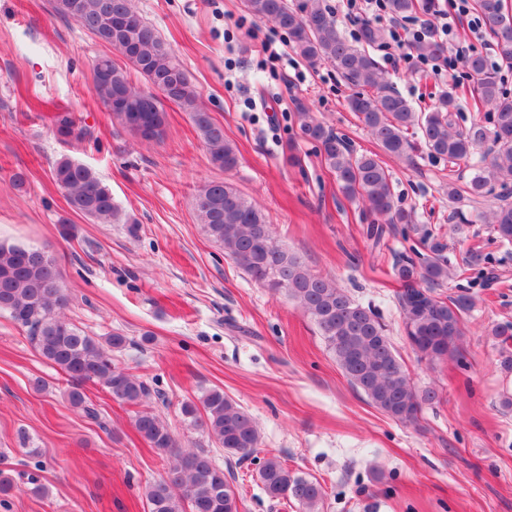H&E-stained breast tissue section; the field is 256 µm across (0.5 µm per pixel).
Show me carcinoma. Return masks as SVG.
Here are the masks:
<instances>
[{"instance_id": "cac0c4a2", "label": "carcinoma", "mask_w": 512, "mask_h": 512, "mask_svg": "<svg viewBox=\"0 0 512 512\" xmlns=\"http://www.w3.org/2000/svg\"><path fill=\"white\" fill-rule=\"evenodd\" d=\"M51 6L55 15L73 20L125 59L122 67L109 55L97 58L109 70L107 80L93 81L98 101L104 105L129 98L132 108L143 107L158 116V122L153 135L145 136L130 124L128 113L112 111L124 129L146 142L159 139L165 123L164 98L189 113L215 167L231 170L237 166V149L224 138L223 126L200 105L196 88L175 61L170 46L139 16L134 0H51ZM476 6L496 36L499 61L512 68V12L504 0H476ZM246 7L254 18L288 32L310 68L330 64L356 88L347 105L375 140L378 153L357 155L345 136L326 128L308 112L298 113L301 137L316 143L346 198L361 200L393 232L405 234L414 215L397 204L381 155L410 160L422 146L435 160L451 165L472 163L474 174L466 183L448 182V199L476 201L500 186L503 200L492 212L491 224L500 241L512 242V95L501 89L483 56L470 55L465 68L475 81L476 104L488 112L462 126L453 93L440 95L430 111L418 112L389 84L366 50L383 40L380 28L363 25L352 43L340 34L336 21L318 0H246ZM412 47L423 57L443 55L442 46L433 40L414 42ZM133 72L144 79L146 87L133 83ZM54 132L71 145L82 138L66 114L55 116ZM488 141L490 152L472 160L475 148ZM53 180L75 213L103 224H125L130 235L137 234L136 222L122 211L110 186L87 165L63 156L53 166ZM194 210L211 240L223 246L225 255L252 281L283 291L299 304L314 321L343 374L375 407L400 423L411 424L423 406L437 399L434 389L415 388L378 313L350 298L333 279L312 274L297 256L278 246L266 215L233 185L205 183L194 197ZM395 271L403 284L398 303L404 330L414 350L430 361L462 357V314L472 302L465 295L448 299L434 293L449 276L448 261L439 246H430L427 254L411 248V255L399 257ZM66 304L55 258L39 248L0 243V311L28 328L39 355L67 376L65 396L70 406L91 419L98 418L83 386L100 384L113 400L136 408V432L149 447L165 454L164 475L143 489L149 512H240L233 474L224 473L202 448H179L161 416L145 407L150 397L145 382L113 365L111 352L122 348L126 337L114 333L101 342L87 335L65 317ZM181 414L229 456L248 457L260 444L253 415L220 389L208 391L197 403L184 402ZM257 475L270 498H289L302 512H320L325 496L322 485L292 472L278 457L266 458Z\"/></svg>"}]
</instances>
